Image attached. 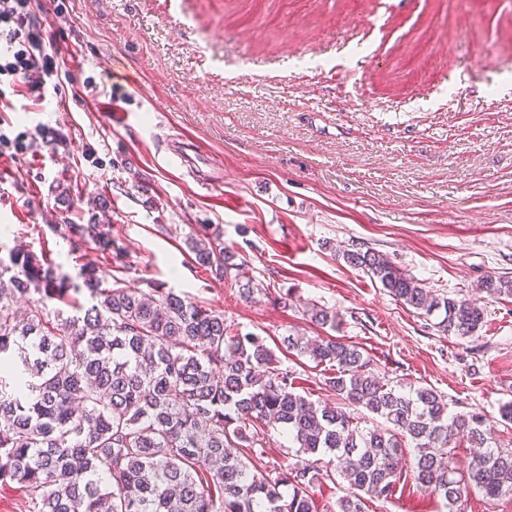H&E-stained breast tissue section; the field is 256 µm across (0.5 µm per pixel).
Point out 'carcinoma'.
<instances>
[{
  "label": "carcinoma",
  "mask_w": 512,
  "mask_h": 512,
  "mask_svg": "<svg viewBox=\"0 0 512 512\" xmlns=\"http://www.w3.org/2000/svg\"><path fill=\"white\" fill-rule=\"evenodd\" d=\"M65 228L112 251L107 224ZM187 245L216 280L232 270L234 283L246 278L220 229ZM342 258L417 314H439L445 335L471 337L483 325L479 303L433 294L373 248L354 245ZM78 278L20 248L0 258V482L24 489L28 512H318L313 485L336 478L347 485L340 512H365V498L392 496L407 450L416 488L448 512L473 492L512 495V448L492 441L486 415H451L438 391L390 384L358 346L284 338L289 352L332 371L325 385L340 405H323L298 393L265 341L240 335L223 313L171 290L120 279L104 287L91 264ZM84 289L87 306L69 295ZM481 290L512 298V279L488 274ZM52 299L77 314L61 317ZM308 312L322 327L336 324L324 308ZM269 428L285 432L298 457L273 478L253 463L266 454ZM459 439L474 448L462 473Z\"/></svg>",
  "instance_id": "cac0c4a2"
}]
</instances>
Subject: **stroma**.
Wrapping results in <instances>:
<instances>
[{
	"instance_id": "stroma-1",
	"label": "stroma",
	"mask_w": 512,
	"mask_h": 512,
	"mask_svg": "<svg viewBox=\"0 0 512 512\" xmlns=\"http://www.w3.org/2000/svg\"><path fill=\"white\" fill-rule=\"evenodd\" d=\"M55 88L0 111V257L15 245L152 284L264 338L298 391L335 403L283 336H336L373 373L481 412L512 448V299L446 337L340 256L361 243L442 297L512 277V0H36ZM120 59L137 85H119ZM143 187H136V178ZM71 188L69 208L55 187ZM112 205L111 253L61 234ZM219 226L256 292L215 281L188 237ZM290 295L291 305L279 304ZM336 315L311 322L308 304ZM366 512H443L405 486Z\"/></svg>"
}]
</instances>
